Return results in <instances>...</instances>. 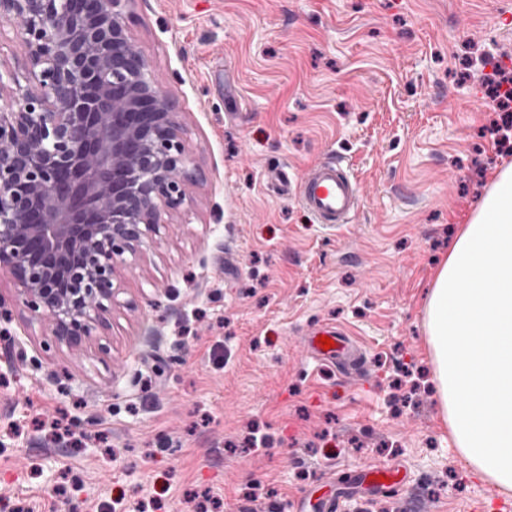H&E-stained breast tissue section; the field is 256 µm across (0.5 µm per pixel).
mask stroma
<instances>
[{"instance_id": "1", "label": "stroma", "mask_w": 512, "mask_h": 512, "mask_svg": "<svg viewBox=\"0 0 512 512\" xmlns=\"http://www.w3.org/2000/svg\"><path fill=\"white\" fill-rule=\"evenodd\" d=\"M127 35L184 128L192 206L119 268L78 352L13 304L0 321V512H289L333 472L403 467L343 512H512L436 413L422 307L503 163L512 0H126ZM344 159L353 223H314L270 174ZM335 324L363 380L306 357ZM65 417L68 433L39 427ZM257 427L265 444L248 447Z\"/></svg>"}]
</instances>
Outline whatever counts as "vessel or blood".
Returning a JSON list of instances; mask_svg holds the SVG:
<instances>
[{
    "mask_svg": "<svg viewBox=\"0 0 512 512\" xmlns=\"http://www.w3.org/2000/svg\"><path fill=\"white\" fill-rule=\"evenodd\" d=\"M295 191L301 205L319 224L351 223L361 205L358 182L349 164L338 158L318 162L297 176ZM323 336L332 340V347H322L319 339ZM308 353L315 362L346 374L363 369L356 341L334 326L311 331ZM397 474L393 466L377 464L366 468L363 478L374 488L386 491L392 488Z\"/></svg>",
    "mask_w": 512,
    "mask_h": 512,
    "instance_id": "vessel-or-blood-1",
    "label": "vessel or blood"
}]
</instances>
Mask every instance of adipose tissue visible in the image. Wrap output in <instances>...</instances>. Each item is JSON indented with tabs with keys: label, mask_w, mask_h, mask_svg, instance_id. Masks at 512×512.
<instances>
[{
	"label": "adipose tissue",
	"mask_w": 512,
	"mask_h": 512,
	"mask_svg": "<svg viewBox=\"0 0 512 512\" xmlns=\"http://www.w3.org/2000/svg\"><path fill=\"white\" fill-rule=\"evenodd\" d=\"M423 327L455 448L479 477L512 491V164L450 242Z\"/></svg>",
	"instance_id": "ef3b65f1"
}]
</instances>
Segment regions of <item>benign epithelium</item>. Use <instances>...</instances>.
I'll return each instance as SVG.
<instances>
[{"instance_id":"1","label":"benign epithelium","mask_w":512,"mask_h":512,"mask_svg":"<svg viewBox=\"0 0 512 512\" xmlns=\"http://www.w3.org/2000/svg\"><path fill=\"white\" fill-rule=\"evenodd\" d=\"M124 0H0L26 75L0 68V273L81 349L107 326L117 267L188 204L184 130L127 36Z\"/></svg>"}]
</instances>
